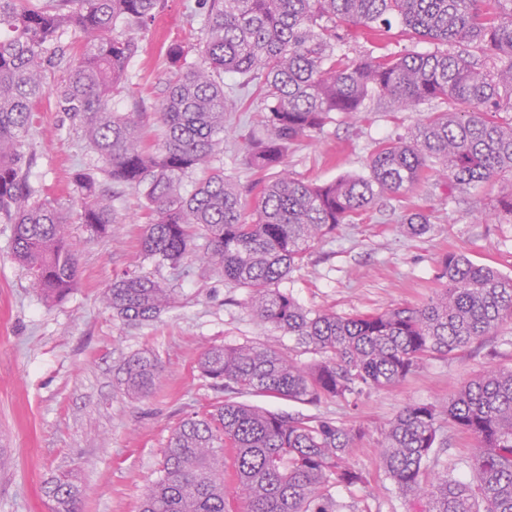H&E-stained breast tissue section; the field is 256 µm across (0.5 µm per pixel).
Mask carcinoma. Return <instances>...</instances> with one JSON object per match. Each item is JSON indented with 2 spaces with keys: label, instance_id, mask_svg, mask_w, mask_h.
<instances>
[{
  "label": "carcinoma",
  "instance_id": "obj_1",
  "mask_svg": "<svg viewBox=\"0 0 512 512\" xmlns=\"http://www.w3.org/2000/svg\"><path fill=\"white\" fill-rule=\"evenodd\" d=\"M200 60L172 42V70L155 112L160 136H145L140 114L114 112L109 101L126 80L161 0H0V219L12 225V256L45 300H64L77 284L70 216L29 182L22 152L43 98L77 119L114 186L141 199L140 254L189 275L197 263L248 290L247 308L261 325L287 334L317 355L303 363L269 344L211 346L201 373L224 389L308 406L396 386L429 357L453 352L512 322V277L448 252L437 263L443 288L429 300L381 312L341 316L302 307L280 283L307 251L353 224L384 195L423 183L448 185L454 199L485 219H512V195L487 208L477 187L512 176V0H198ZM430 52L350 58L336 53L341 28H359L386 44L392 21ZM129 34L112 35L117 24ZM79 32L71 54L55 47ZM466 44L501 61L485 70L442 45ZM65 76L50 83L57 67ZM251 93L235 101L261 113L267 133L242 155L245 169L275 179L254 195L224 177V75ZM385 98L398 111L440 102L406 137L385 139L368 174L318 184L288 170V147L320 132L333 114L355 116ZM200 174L184 195V176ZM78 223L114 237L122 220L97 181L76 174ZM405 231L422 235L429 215L411 212ZM106 308L137 327L174 302L173 289L137 271L112 281ZM126 391L146 398L162 370L155 357L131 356L122 367ZM470 438L475 451L442 459L443 429ZM362 428L319 414H290L226 400L183 419L163 454L140 512H226L224 449L234 450V492L244 512H342L331 488L364 483L350 465ZM380 461L386 478L421 512H512V369H489L446 405L409 404L388 424ZM467 470L461 480L456 472ZM50 512H80L83 491L67 475L45 485Z\"/></svg>",
  "mask_w": 512,
  "mask_h": 512
}]
</instances>
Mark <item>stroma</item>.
<instances>
[{
	"mask_svg": "<svg viewBox=\"0 0 512 512\" xmlns=\"http://www.w3.org/2000/svg\"><path fill=\"white\" fill-rule=\"evenodd\" d=\"M194 7L195 0H165L151 32L140 40L123 88L112 97L114 111H156L169 69L166 44L191 46L200 38ZM428 111L422 105L393 112L374 100L361 119L335 114L323 131L290 145L288 168L317 183L366 173L375 144L414 130ZM262 134L257 113H228L224 174L240 188L253 183L240 164L247 139ZM24 152L33 159L31 185L77 214L73 178L99 176L102 163L54 97L43 99ZM140 204L133 190L122 191L117 206L126 222L112 238L90 237L83 225L71 224L78 285L54 303L30 288L27 269L11 254L12 227L0 222V512H49L43 487L63 473L85 489L81 512H139L174 428L230 397L202 376L198 360L205 348L266 343L303 362L312 358L281 331L260 325L245 307L247 290L230 287L218 273L196 268L184 277L142 263ZM417 208L428 214L431 229L411 236L401 223ZM451 251L512 275V223L486 222L480 213L451 202L445 186L422 184L409 194L382 198L358 223L341 225L280 287L305 308L340 315L415 305L440 290L437 262ZM138 266L173 288L175 303L157 320L131 327L102 304L101 294ZM138 352L153 355L162 367L161 385L144 399L127 394L120 373L124 361ZM502 366L512 367L509 323L451 356L427 359L406 381L371 392L357 407L332 401L318 406V413L364 430L350 461L367 481L333 488V497L353 505V512H412L380 467L384 429L406 405L443 404L465 381Z\"/></svg>",
	"mask_w": 512,
	"mask_h": 512,
	"instance_id": "stroma-1",
	"label": "stroma"
}]
</instances>
